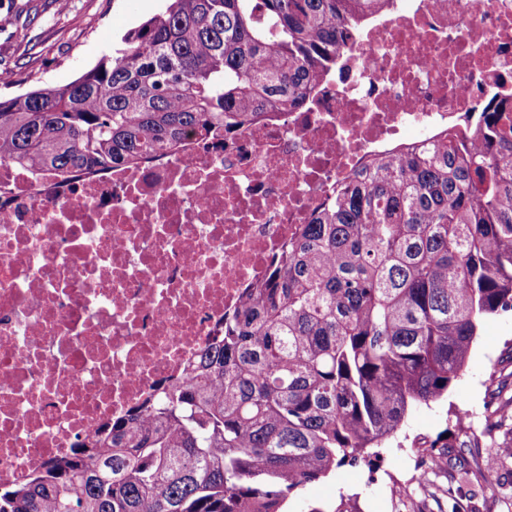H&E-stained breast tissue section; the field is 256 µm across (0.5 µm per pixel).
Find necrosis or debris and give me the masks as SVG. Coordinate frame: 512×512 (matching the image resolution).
<instances>
[{
	"instance_id": "4bbe7bcc",
	"label": "necrosis or debris",
	"mask_w": 512,
	"mask_h": 512,
	"mask_svg": "<svg viewBox=\"0 0 512 512\" xmlns=\"http://www.w3.org/2000/svg\"><path fill=\"white\" fill-rule=\"evenodd\" d=\"M512 112V0H396L302 109L137 167L0 164V482L146 398L373 154Z\"/></svg>"
}]
</instances>
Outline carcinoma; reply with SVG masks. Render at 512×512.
<instances>
[{"instance_id":"1","label":"carcinoma","mask_w":512,"mask_h":512,"mask_svg":"<svg viewBox=\"0 0 512 512\" xmlns=\"http://www.w3.org/2000/svg\"><path fill=\"white\" fill-rule=\"evenodd\" d=\"M394 0H165L76 79L0 96V162L138 166L189 133L297 109ZM377 156L300 225L220 334L0 512H283L460 378L512 312V115ZM450 444L416 445L426 456Z\"/></svg>"}]
</instances>
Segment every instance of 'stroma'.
Masks as SVG:
<instances>
[{
    "label": "stroma",
    "mask_w": 512,
    "mask_h": 512,
    "mask_svg": "<svg viewBox=\"0 0 512 512\" xmlns=\"http://www.w3.org/2000/svg\"><path fill=\"white\" fill-rule=\"evenodd\" d=\"M163 0H0V72L13 76L0 95L64 84L93 66L121 37L157 13ZM512 312L487 318L460 379L447 398L412 409L371 464L336 469L290 499L289 512H332L346 500L351 512H512V438L484 433L483 405L498 382L512 377ZM469 413L456 429L458 409ZM447 432V463L433 466L428 483L414 479L425 464L415 442ZM466 461L472 484L458 485L453 462Z\"/></svg>",
    "instance_id": "stroma-1"
}]
</instances>
